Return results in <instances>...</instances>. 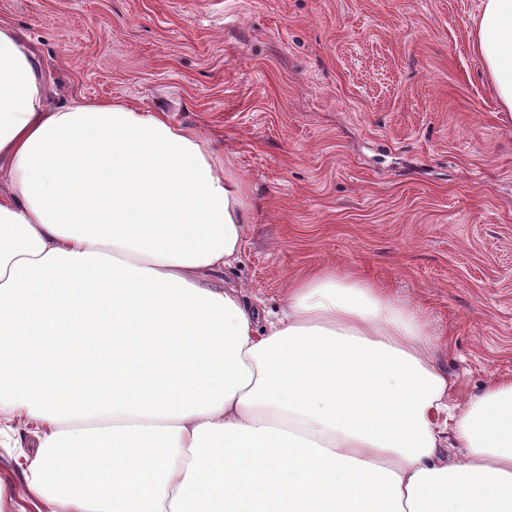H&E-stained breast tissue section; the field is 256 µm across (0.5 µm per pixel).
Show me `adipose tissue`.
<instances>
[{"label": "adipose tissue", "mask_w": 512, "mask_h": 512, "mask_svg": "<svg viewBox=\"0 0 512 512\" xmlns=\"http://www.w3.org/2000/svg\"><path fill=\"white\" fill-rule=\"evenodd\" d=\"M475 43L512 119V0ZM0 414L55 512H512V378L461 404L422 309L321 268L278 311L213 273L245 185L199 133L47 103L0 25Z\"/></svg>", "instance_id": "1"}]
</instances>
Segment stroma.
Returning <instances> with one entry per match:
<instances>
[{
	"label": "stroma",
	"mask_w": 512,
	"mask_h": 512,
	"mask_svg": "<svg viewBox=\"0 0 512 512\" xmlns=\"http://www.w3.org/2000/svg\"><path fill=\"white\" fill-rule=\"evenodd\" d=\"M481 0H0L48 101H121L197 131L246 184L216 280L277 309L329 267L424 310L462 401L512 377V124L476 51ZM38 428L0 437V512Z\"/></svg>",
	"instance_id": "obj_1"
}]
</instances>
